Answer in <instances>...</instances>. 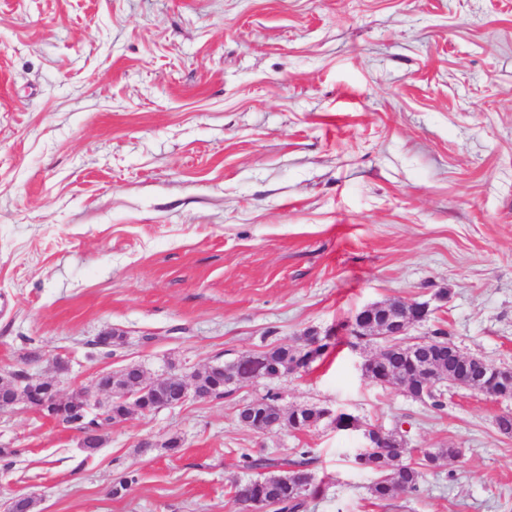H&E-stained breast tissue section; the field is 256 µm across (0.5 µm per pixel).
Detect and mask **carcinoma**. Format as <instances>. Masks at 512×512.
<instances>
[{
	"mask_svg": "<svg viewBox=\"0 0 512 512\" xmlns=\"http://www.w3.org/2000/svg\"><path fill=\"white\" fill-rule=\"evenodd\" d=\"M327 344L314 331L303 337L296 349L286 345L273 346L257 356L265 379L272 380L281 373H293L295 360L315 361L322 356ZM251 359L246 358L231 365V376H226L224 367L217 366L199 377V384L220 397L230 393V377L240 382V375L246 370ZM367 371L379 384L395 387L402 382L418 383L409 363L400 353H394L380 362L375 358L367 361ZM483 386L493 390L505 399L512 398V383L495 372L488 373ZM166 399L181 396L184 386L180 379L169 376L160 386ZM276 397L265 395L256 400L258 406L247 403L238 412L240 423L255 431L288 428L302 431L317 424V411L314 408L294 409L288 413L275 405ZM458 455L455 448H439L435 452L414 456L404 435L397 431L388 432L387 442L379 448H367L355 457V463L363 469L380 473L379 479L370 488L374 498L386 501L400 493H411L418 489L421 468L432 466L444 458ZM242 466L256 473V477L239 480L233 485L232 498L238 504L258 505L270 512H306L308 491L312 485L310 465L312 459L302 452L295 459H273L254 456L248 452L240 455Z\"/></svg>",
	"mask_w": 512,
	"mask_h": 512,
	"instance_id": "1",
	"label": "carcinoma"
}]
</instances>
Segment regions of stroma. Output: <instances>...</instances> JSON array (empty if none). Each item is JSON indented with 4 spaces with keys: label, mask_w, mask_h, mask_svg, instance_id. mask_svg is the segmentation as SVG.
I'll return each mask as SVG.
<instances>
[{
    "label": "stroma",
    "mask_w": 512,
    "mask_h": 512,
    "mask_svg": "<svg viewBox=\"0 0 512 512\" xmlns=\"http://www.w3.org/2000/svg\"><path fill=\"white\" fill-rule=\"evenodd\" d=\"M391 301L428 304L411 337L512 366V0H0V376L66 395L328 343L307 370L127 416L91 454L74 425L0 409V504L243 512L241 453L306 450L307 512H512V400L453 388L439 410L365 376L379 346L354 317ZM270 393L329 415L242 426ZM366 426L459 454L378 501Z\"/></svg>",
    "instance_id": "stroma-1"
}]
</instances>
